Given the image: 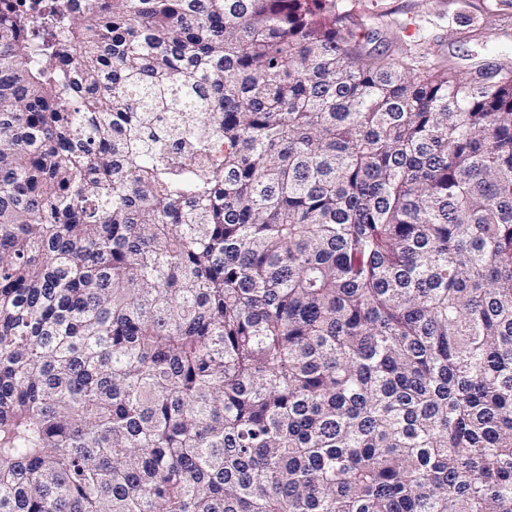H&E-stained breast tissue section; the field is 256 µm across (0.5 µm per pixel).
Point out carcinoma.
Listing matches in <instances>:
<instances>
[{"instance_id": "1", "label": "carcinoma", "mask_w": 512, "mask_h": 512, "mask_svg": "<svg viewBox=\"0 0 512 512\" xmlns=\"http://www.w3.org/2000/svg\"><path fill=\"white\" fill-rule=\"evenodd\" d=\"M0 3V512H512V69Z\"/></svg>"}]
</instances>
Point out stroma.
Here are the masks:
<instances>
[{
	"mask_svg": "<svg viewBox=\"0 0 512 512\" xmlns=\"http://www.w3.org/2000/svg\"><path fill=\"white\" fill-rule=\"evenodd\" d=\"M364 52L398 43L429 64L469 74L512 68V5L506 0H355Z\"/></svg>",
	"mask_w": 512,
	"mask_h": 512,
	"instance_id": "1",
	"label": "stroma"
}]
</instances>
